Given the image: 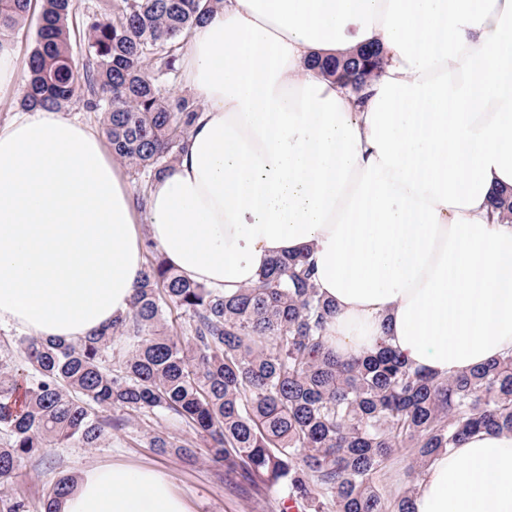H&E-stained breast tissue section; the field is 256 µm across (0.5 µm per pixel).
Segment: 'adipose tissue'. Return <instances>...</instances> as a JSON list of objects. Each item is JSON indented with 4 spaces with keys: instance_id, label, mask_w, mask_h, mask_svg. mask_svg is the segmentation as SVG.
<instances>
[{
    "instance_id": "1",
    "label": "adipose tissue",
    "mask_w": 512,
    "mask_h": 512,
    "mask_svg": "<svg viewBox=\"0 0 512 512\" xmlns=\"http://www.w3.org/2000/svg\"><path fill=\"white\" fill-rule=\"evenodd\" d=\"M380 49L361 93L310 59ZM180 65L201 115L138 207L88 124H0V325L76 342L125 317L150 235L233 294L311 254L343 360L380 339L439 376L512 352V0H224ZM415 512H512V433L435 456ZM61 512H190L164 471L84 470Z\"/></svg>"
}]
</instances>
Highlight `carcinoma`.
I'll return each mask as SVG.
<instances>
[{"instance_id": "1", "label": "carcinoma", "mask_w": 512, "mask_h": 512, "mask_svg": "<svg viewBox=\"0 0 512 512\" xmlns=\"http://www.w3.org/2000/svg\"><path fill=\"white\" fill-rule=\"evenodd\" d=\"M31 2L0 0L1 42ZM110 2L79 21L74 0H42L20 106L77 102L101 115L142 205L202 109L174 91L179 51L224 0ZM146 249L125 317L79 342L16 334L0 346L1 479L47 448H96L136 418L161 414L200 437L235 489H279L309 512H415L417 481L396 494L377 483L395 456L419 478L476 431L512 432V354L447 377L412 367L384 338L375 352L340 360L326 347L332 307L308 257L276 258L256 284L227 297L184 278L153 242ZM14 349L28 363L20 374ZM112 407L127 419L104 415ZM149 444L198 459L173 434ZM74 482L60 477L43 512H60Z\"/></svg>"}]
</instances>
